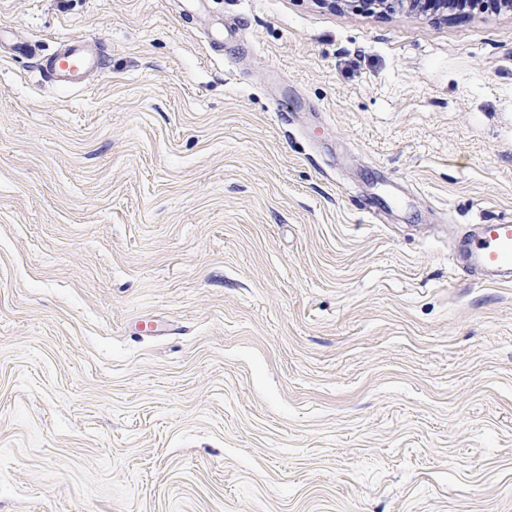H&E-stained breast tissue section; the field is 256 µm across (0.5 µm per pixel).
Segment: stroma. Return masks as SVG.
<instances>
[{
	"mask_svg": "<svg viewBox=\"0 0 512 512\" xmlns=\"http://www.w3.org/2000/svg\"><path fill=\"white\" fill-rule=\"evenodd\" d=\"M1 24L0 512H512V282L455 256L512 220V10ZM77 35L106 68L60 92Z\"/></svg>",
	"mask_w": 512,
	"mask_h": 512,
	"instance_id": "stroma-1",
	"label": "stroma"
}]
</instances>
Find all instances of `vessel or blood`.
Masks as SVG:
<instances>
[{
	"label": "vessel or blood",
	"mask_w": 512,
	"mask_h": 512,
	"mask_svg": "<svg viewBox=\"0 0 512 512\" xmlns=\"http://www.w3.org/2000/svg\"><path fill=\"white\" fill-rule=\"evenodd\" d=\"M103 58L96 40H67L45 64L48 79L69 90L86 88L90 75L100 73ZM464 266L483 279L512 272V221L479 225L463 255Z\"/></svg>",
	"instance_id": "obj_1"
}]
</instances>
